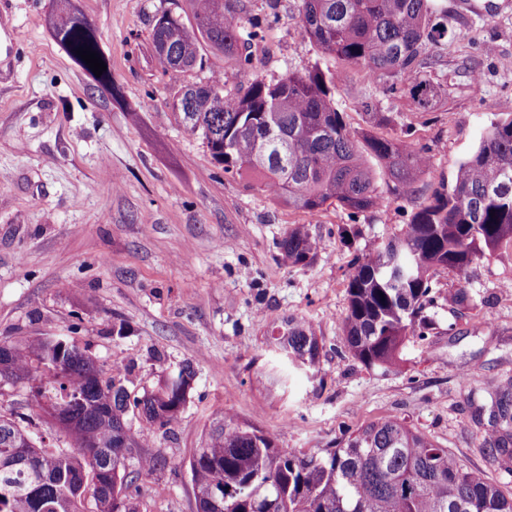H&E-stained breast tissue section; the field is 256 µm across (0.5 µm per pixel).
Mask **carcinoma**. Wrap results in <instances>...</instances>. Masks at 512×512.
I'll list each match as a JSON object with an SVG mask.
<instances>
[{
	"label": "carcinoma",
	"instance_id": "carcinoma-1",
	"mask_svg": "<svg viewBox=\"0 0 512 512\" xmlns=\"http://www.w3.org/2000/svg\"><path fill=\"white\" fill-rule=\"evenodd\" d=\"M155 18L151 43L163 71L204 66V48L250 65L247 49L263 24L242 23L232 0H188ZM300 28L340 69L316 66L288 71L267 82L251 75L243 92H224L213 74L182 86L167 107L206 143L224 172L255 186L292 210L314 215L333 202L357 214L378 207L375 166L392 192L410 199L430 164L414 142L345 122L335 89L341 73L406 97L426 112L445 99L432 77V61L454 39L443 0H300ZM66 53L100 86L76 50L91 48L109 64L94 25L68 10L53 21ZM318 242L308 225L295 224L282 239L290 266L311 264ZM512 251V117L491 124L454 183L421 205L402 231L355 258L347 277L346 346L369 369L398 366L406 340H425L437 329L427 310L437 300L462 316L473 309L465 288L441 289L439 269L462 277L485 254ZM270 343L297 369L318 362L313 324L290 317L273 324ZM0 384L27 388L48 430L64 445H47L31 420L0 415V512H137L127 489L132 476L150 473L158 460L140 452L160 428L175 422L186 404L194 371L182 368L159 387L131 397L120 374L103 369L86 351L56 336L0 340ZM491 406L484 442L492 461H512V380L488 381ZM140 418L148 426H133ZM197 512H512L484 473L463 465L405 419L372 421L339 448L305 453L281 448L262 430L231 416L211 426L188 460Z\"/></svg>",
	"mask_w": 512,
	"mask_h": 512
}]
</instances>
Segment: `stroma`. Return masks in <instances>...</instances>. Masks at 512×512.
<instances>
[{"instance_id": "stroma-1", "label": "stroma", "mask_w": 512, "mask_h": 512, "mask_svg": "<svg viewBox=\"0 0 512 512\" xmlns=\"http://www.w3.org/2000/svg\"><path fill=\"white\" fill-rule=\"evenodd\" d=\"M444 4L457 34L435 67L445 101L417 112L379 83L354 76L336 87L357 131L369 128L365 97L390 118L383 135L413 128L430 158L416 195L398 198L382 174L379 208L312 216L225 174L166 106L215 73L233 94L249 72L270 82L333 66L302 34L299 0H233L243 21L266 23L250 70L210 54L186 73L162 71L151 50L154 19L173 0H0V27L15 36L0 56V337H68L104 371L120 369L134 396L183 364L196 372L177 421L145 449L159 464L136 482L138 512H196L188 459L227 413L306 452L396 415L512 497V474L491 462L471 418L472 403L488 401L484 382L512 377V257H484L462 282L439 272L441 285L464 283L476 309L458 317L437 301V333L407 342L395 371L366 368L342 331L353 257L399 233L491 122L512 115V0ZM67 5L94 23L113 91L55 41ZM294 224L319 243L310 265L280 259ZM291 316L313 322L320 359L283 373L268 338Z\"/></svg>"}]
</instances>
